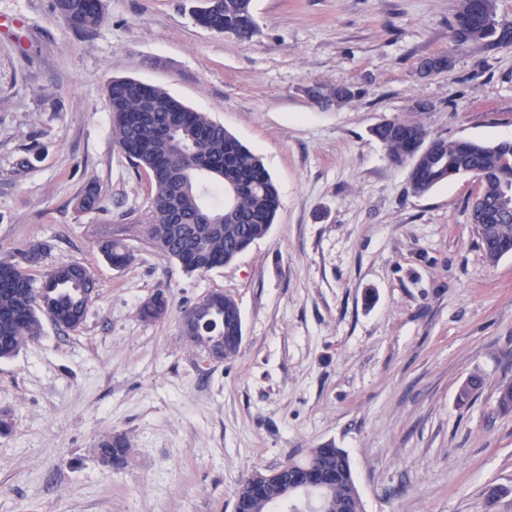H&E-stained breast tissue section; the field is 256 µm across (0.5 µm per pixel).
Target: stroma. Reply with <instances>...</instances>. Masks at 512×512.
Here are the masks:
<instances>
[{
	"label": "stroma",
	"mask_w": 512,
	"mask_h": 512,
	"mask_svg": "<svg viewBox=\"0 0 512 512\" xmlns=\"http://www.w3.org/2000/svg\"><path fill=\"white\" fill-rule=\"evenodd\" d=\"M102 2L84 34L54 0H0V258L44 243L35 280L80 263L97 285L82 326L44 322L0 360V512H233L252 471L329 442L364 512H487L491 486L512 512V412L497 406L512 255L484 257L475 178L414 194L371 133L416 115L433 137L512 139V46L458 41L459 0H252L248 40L199 26L197 0ZM436 55L449 68L423 76ZM115 77L164 87L261 156L280 208L232 263L188 274L137 235L150 182L112 139ZM317 84L361 94L320 103ZM112 238L134 255L124 269L98 249ZM158 290L168 313L144 323ZM215 291L243 318L220 361L179 328ZM474 372L482 389L459 401ZM108 433L133 444L118 469L94 453Z\"/></svg>",
	"instance_id": "1"
}]
</instances>
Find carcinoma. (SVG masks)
Here are the masks:
<instances>
[{"mask_svg":"<svg viewBox=\"0 0 512 512\" xmlns=\"http://www.w3.org/2000/svg\"><path fill=\"white\" fill-rule=\"evenodd\" d=\"M196 21L216 33H231L249 39L255 32L251 0H201ZM55 10H67L79 22L76 29L91 32L104 20L101 0H54ZM453 28L462 40H487L496 46L512 45V25L496 20L495 0H459ZM310 96L324 103H348L359 92L349 86L316 85ZM106 103L112 114V138L130 162L150 178L147 223L140 225L149 243L176 260L188 273H207L227 265L252 243L263 238L274 223L280 206L277 186L260 156L243 145L224 125L205 112H197L161 86H144L129 79H114L107 87ZM385 146L389 159L409 168V183L420 195L460 175H471L480 184L472 206V222L487 262L494 264L512 252V141L484 144L466 139L428 136L424 125L408 119L385 120L372 129ZM197 148L218 171L215 186L233 183L237 188L235 210L224 215V223L195 222L193 203L198 195L197 177L190 171L189 151ZM183 176L184 198L178 223L158 216L161 202L171 191L170 176ZM115 269L128 266L133 255L124 240L113 238L102 246ZM31 250L19 258L0 259V359L17 355L22 346L39 336L43 319L72 329L82 324L88 304L96 294V283L87 269L77 264L61 265L33 287L24 263ZM193 335L224 338V357L236 354L243 335L241 310L236 300L224 296V304L202 306L197 311ZM483 385L472 374L461 386L458 399H469ZM97 448L112 456V466L126 463L130 451L122 435H107ZM327 460L336 467V512L363 508L348 454L341 448L317 446L300 459L286 462L288 472L319 465ZM262 479L254 472L237 491L238 512H277L265 499L252 493Z\"/></svg>","mask_w":512,"mask_h":512,"instance_id":"cac0c4a2","label":"carcinoma"}]
</instances>
